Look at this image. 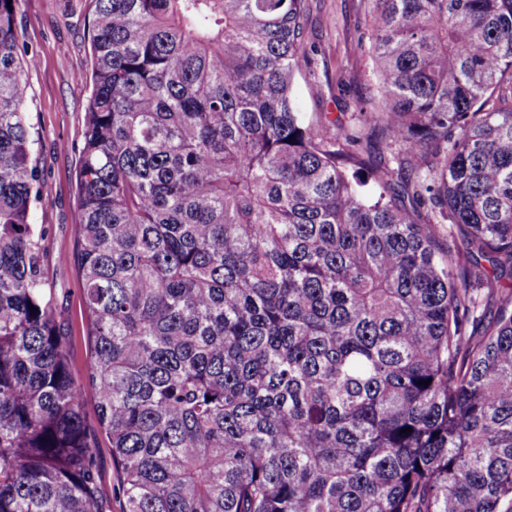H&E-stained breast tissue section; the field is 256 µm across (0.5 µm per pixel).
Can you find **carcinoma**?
<instances>
[{"label": "carcinoma", "mask_w": 512, "mask_h": 512, "mask_svg": "<svg viewBox=\"0 0 512 512\" xmlns=\"http://www.w3.org/2000/svg\"><path fill=\"white\" fill-rule=\"evenodd\" d=\"M365 2L347 124L307 0H91L77 383L0 0V512H107L89 397L122 512H512V0ZM310 4L309 41L317 51L296 79V102L308 117L323 113L330 121L340 117L347 122L370 79L367 61L347 53L348 44L365 23V4L360 0H311ZM341 79L351 83L345 98L336 89Z\"/></svg>", "instance_id": "cac0c4a2"}]
</instances>
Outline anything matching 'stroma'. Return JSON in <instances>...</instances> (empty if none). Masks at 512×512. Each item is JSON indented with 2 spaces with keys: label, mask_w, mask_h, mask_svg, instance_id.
Segmentation results:
<instances>
[{
  "label": "stroma",
  "mask_w": 512,
  "mask_h": 512,
  "mask_svg": "<svg viewBox=\"0 0 512 512\" xmlns=\"http://www.w3.org/2000/svg\"><path fill=\"white\" fill-rule=\"evenodd\" d=\"M309 37L316 46L294 86L306 116L328 120L351 116L369 84V67L347 46L365 23L363 0H310ZM88 0H19L16 28L20 42L36 60L27 74L25 110L34 127V153L41 171V201L34 224L45 227L42 261L60 323L69 341L70 369L83 381L89 361L82 290L74 267L61 255L76 247L81 214L76 203L89 92L80 81L90 67Z\"/></svg>",
  "instance_id": "35a3bbf8"
}]
</instances>
